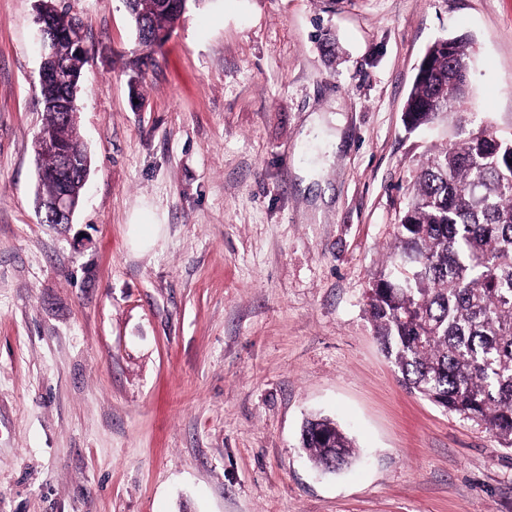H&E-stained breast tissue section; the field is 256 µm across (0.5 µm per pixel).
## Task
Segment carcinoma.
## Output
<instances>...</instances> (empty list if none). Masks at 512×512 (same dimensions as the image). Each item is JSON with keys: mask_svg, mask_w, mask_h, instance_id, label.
Returning <instances> with one entry per match:
<instances>
[{"mask_svg": "<svg viewBox=\"0 0 512 512\" xmlns=\"http://www.w3.org/2000/svg\"><path fill=\"white\" fill-rule=\"evenodd\" d=\"M204 0H125L139 44L170 29ZM473 46L465 36L435 41L408 95L407 126L455 119L470 101ZM43 137L83 164L75 94L50 83ZM376 336L405 384L512 448V133L489 123L434 150L400 218L386 268L370 290ZM301 448L317 467L339 470L355 457L352 438L331 418L306 421Z\"/></svg>", "mask_w": 512, "mask_h": 512, "instance_id": "carcinoma-1", "label": "carcinoma"}]
</instances>
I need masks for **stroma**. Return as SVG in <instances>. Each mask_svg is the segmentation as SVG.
I'll use <instances>...</instances> for the list:
<instances>
[{"mask_svg":"<svg viewBox=\"0 0 512 512\" xmlns=\"http://www.w3.org/2000/svg\"><path fill=\"white\" fill-rule=\"evenodd\" d=\"M58 4L91 172L45 224L34 0H0V512H512V450L411 393L366 312L454 136L405 124L424 52L468 36L465 119L512 130V0H203L149 62L124 0ZM315 414L350 466L308 462ZM301 448L316 467L329 471L349 465L356 454L352 438L333 419L325 416L306 421L301 433ZM331 462L334 463L332 466Z\"/></svg>","mask_w":512,"mask_h":512,"instance_id":"obj_1","label":"stroma"}]
</instances>
